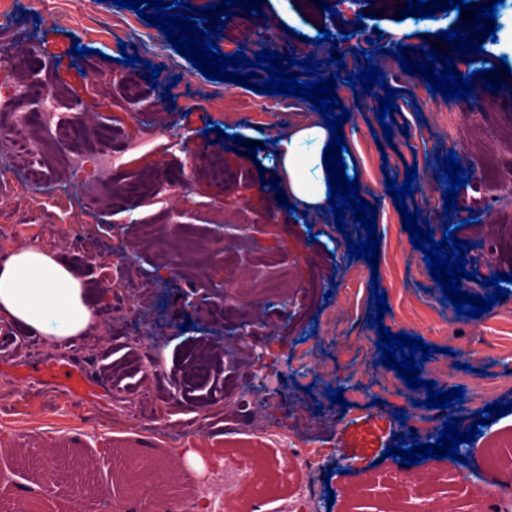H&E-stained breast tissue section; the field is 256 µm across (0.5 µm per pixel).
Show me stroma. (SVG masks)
<instances>
[{"label":"stroma","mask_w":512,"mask_h":512,"mask_svg":"<svg viewBox=\"0 0 512 512\" xmlns=\"http://www.w3.org/2000/svg\"><path fill=\"white\" fill-rule=\"evenodd\" d=\"M262 17L239 12L226 23L216 44L255 58L262 49L289 53L296 60L329 57V30L339 51L349 52V70L365 67L368 39L384 48H415L437 41L430 21L397 16L389 0H329L323 11L315 0H253ZM495 40H484L485 56L477 69L495 65L491 82L512 85V74L498 67L512 64V0L497 8ZM38 31V48L48 60L42 76L61 96L60 113L85 112L92 125L104 124L113 143L138 137L160 123L170 124L182 141L172 146L167 134L156 135L127 159L125 177L151 175L153 198L133 214L100 207L82 211V190L52 150L36 154L33 167L48 172L47 185L29 189L24 174L0 183V262L19 248L36 246L57 252L87 282L98 323L86 336V351L73 360L97 382L96 405L86 395L51 387L37 370V357L62 355V348L39 342L37 334L11 324L16 340L0 350V498L5 502L38 497L41 477L36 462L54 458L63 448L85 461L86 491L76 497L61 484L54 512H121L122 499L111 495L114 475L99 465L104 448H134L160 471H172L188 500L208 498L213 512H223L235 497L247 512V497L233 496L244 469L258 470L269 481V497L290 512L305 489L319 499L333 497L327 512H406L408 495L382 454L399 443L407 428L400 416L425 413L427 390L412 389L395 370L381 364L378 326L391 333L418 336L435 354L419 366V377L438 388L462 387V403L450 416L471 425L477 411L512 400V386L499 380L512 375V291L490 311L473 319L457 314L430 276L422 250L414 248L401 213L388 194L386 178L404 182L407 167H417L408 210L418 211L434 240L445 226L468 241L464 292L485 296L481 278L512 274V96L491 93L475 84L468 99L444 100L431 93L421 75L392 64L387 84L397 92L390 146L378 147L372 130L376 109L354 107L352 89L340 84L333 93L349 108L342 132L348 172L359 194L377 207L379 263L350 258L348 241L365 240L364 228L346 218L338 232L331 209L286 211L269 184L278 175L271 145L291 130L322 123L312 104L298 97L264 95L232 82L205 78L169 43L164 32L112 0H14L11 15L0 17V38L17 40ZM347 41H340L341 33ZM89 47L74 59V46ZM134 49L140 61L121 64L122 48ZM160 67L157 80L147 65ZM236 114L241 143L217 136L227 114ZM261 142L262 155L250 154ZM224 157V175L209 166L214 153ZM455 153L470 174L456 198L457 210L443 211V159ZM265 168H257V158ZM181 182L171 191L170 181ZM237 226L246 243L233 263L224 261L225 225ZM129 256L109 259L114 243ZM269 261V277L280 281L277 301L264 303L243 288V276ZM385 292L390 307L382 323L372 301ZM150 349V362L133 366L123 380L112 376L131 335ZM231 344L236 368L214 371L188 381L186 359L195 342ZM287 373L284 399L249 403L242 423L274 429L288 425L296 445L321 446L327 456L314 470L285 459L269 437L247 430L224 431V402L247 392L253 371ZM342 388L344 404L330 400V388ZM175 406L170 429L191 428L182 447L192 460H180L162 436L157 412ZM356 469L343 472L340 458ZM512 478V464L494 471L457 475L425 494L448 504L483 508L480 486Z\"/></svg>","instance_id":"stroma-1"}]
</instances>
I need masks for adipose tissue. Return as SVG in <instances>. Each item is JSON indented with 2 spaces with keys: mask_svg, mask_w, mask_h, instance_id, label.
Wrapping results in <instances>:
<instances>
[{
  "mask_svg": "<svg viewBox=\"0 0 512 512\" xmlns=\"http://www.w3.org/2000/svg\"><path fill=\"white\" fill-rule=\"evenodd\" d=\"M329 140L328 128L311 124L278 143L284 191L299 209L328 204L321 152ZM0 316L25 324L54 344L84 335L96 324L81 275L52 251L35 247L18 249L0 264Z\"/></svg>",
  "mask_w": 512,
  "mask_h": 512,
  "instance_id": "obj_1",
  "label": "adipose tissue"
}]
</instances>
